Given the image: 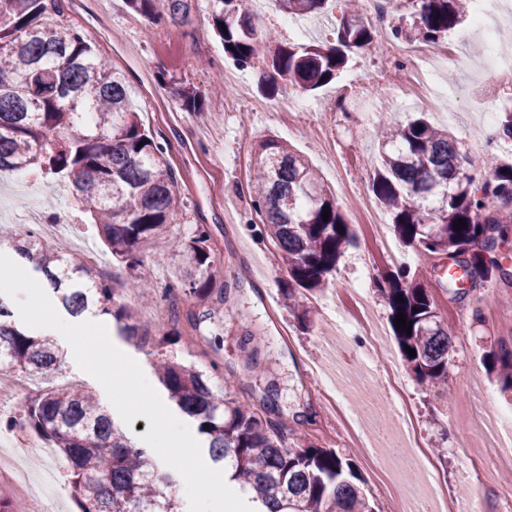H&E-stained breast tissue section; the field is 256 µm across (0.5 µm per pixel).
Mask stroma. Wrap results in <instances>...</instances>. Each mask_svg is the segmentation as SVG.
<instances>
[{
    "label": "stroma",
    "mask_w": 512,
    "mask_h": 512,
    "mask_svg": "<svg viewBox=\"0 0 512 512\" xmlns=\"http://www.w3.org/2000/svg\"><path fill=\"white\" fill-rule=\"evenodd\" d=\"M59 24L81 32L112 68L125 76L132 101L154 140L166 149V159L188 207L184 223L174 225L163 241L141 243L138 254L142 272L158 288L178 277L177 245L204 227L209 237L216 279L206 302L176 290L154 305L139 307L138 316L151 340L141 346L127 343L114 319L86 313V320H101L112 342L136 360L145 376H153V342L160 315L176 307L179 320L168 328L164 346L171 357L208 369L218 363L214 380L228 398L245 405L262 406L268 394L276 396L271 419L289 438L302 437L317 446L334 449L350 459L367 493L380 512H391L392 498L373 476L358 449L352 448L341 428L332 426L316 395L318 370L334 375L336 383L356 406V415L375 425L373 405L383 383L368 380L366 368H380L399 353L391 309L377 288H369L367 307L358 306L351 290L365 279L384 272L406 271L433 295L445 324L455 336V350L448 367L447 386L419 383L399 361L398 377L412 403L419 431L427 448L439 449L436 475L451 497L464 501L482 494L486 512H512L500 491L512 489V467L492 466L486 485H478L468 442L478 440L472 395L486 393L484 405L496 413L512 409V393L503 391L488 372V352L499 342L512 344V292L484 288L465 297L455 296L448 274L437 259L400 247L398 257L388 256L357 222L354 196L338 194L336 201L352 223L356 247L336 264L324 290L315 294L309 320L300 323L289 311L282 288L288 273L269 239L264 224L251 206L250 175L260 139L271 136L304 156L331 189L347 175L355 194L370 196V178L378 160L375 127L379 122H407L425 112L435 126H445L459 144H467L483 113L512 109V87L498 86L494 75L479 66L482 48H473L448 73L440 74L448 91L449 111H423L412 96L398 91L396 65L385 52L353 54L339 78L322 89V100L342 101L341 112H325L296 131H289L272 113L256 112L252 100L277 104L293 97L282 87L267 94L261 89L262 67L236 68L225 59L204 8L194 7L186 23L153 26L131 14L124 0H61ZM239 69L250 88L249 98L237 87L224 84V74ZM173 77L204 97V109L188 112L172 97L164 82ZM335 146L328 159L322 141ZM481 309L483 321L472 319ZM212 318H205V311ZM337 312L343 331L324 333V318ZM377 317L384 343L374 347L365 337L360 319L365 312ZM52 338L65 358L56 373L61 385L92 391L102 406L110 401L100 382L68 358V342L60 333Z\"/></svg>",
    "instance_id": "obj_1"
}]
</instances>
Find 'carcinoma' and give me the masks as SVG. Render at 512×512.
Masks as SVG:
<instances>
[{
	"instance_id": "obj_1",
	"label": "carcinoma",
	"mask_w": 512,
	"mask_h": 512,
	"mask_svg": "<svg viewBox=\"0 0 512 512\" xmlns=\"http://www.w3.org/2000/svg\"><path fill=\"white\" fill-rule=\"evenodd\" d=\"M203 3L224 55L241 66L265 62L263 78L302 92L331 83L349 53L376 41L362 14L341 9L333 41L273 46L274 33L244 6V0H125L148 22L181 23L192 4ZM289 16H323L339 0H276ZM412 23L393 25V38L437 45L471 15L470 0H406ZM57 0H0V170L64 181L80 211L100 232L112 257L129 276L111 284L96 269L42 244L30 228L0 235L34 269L72 317L97 308L112 316L125 340L136 346L146 333L134 309L120 299L143 297L154 284L142 277L138 245L163 240L186 215L164 148L146 131L121 77L76 30L48 23ZM174 91L191 112L201 95ZM380 161L371 191L391 218L402 243L429 257H445L467 270L471 290L493 282L512 285V271L499 261L497 245L512 241V221L495 203L512 207V163L487 159L477 176L462 164L452 133L417 119L388 123L378 136ZM253 210L269 228L288 272L287 297L307 316L308 294L328 282L336 262L356 238L329 187L313 167L278 140L267 137L253 160ZM329 207V219L322 211ZM465 220L458 228L455 221ZM203 227L179 245L182 269L165 295L184 288L200 301L213 287L211 248ZM377 289L412 329L394 327L403 360L414 377L436 385L448 379L453 336L433 321V295L406 272L386 273ZM0 296V375L42 376L63 362L53 339L16 326ZM415 350V356L408 349ZM490 367L512 390V346L490 351ZM155 372L171 401L198 422L212 460L258 512H375L346 457L333 449L288 441L262 411L219 394L203 371L161 354ZM21 423L48 441L71 463L78 512H181L176 470H161L103 409L96 396L78 388L48 389L26 403Z\"/></svg>"
}]
</instances>
